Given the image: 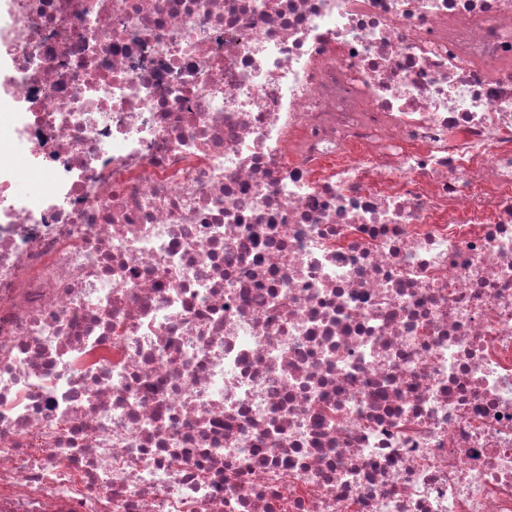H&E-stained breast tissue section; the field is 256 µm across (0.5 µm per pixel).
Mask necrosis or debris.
Wrapping results in <instances>:
<instances>
[{
  "mask_svg": "<svg viewBox=\"0 0 512 512\" xmlns=\"http://www.w3.org/2000/svg\"><path fill=\"white\" fill-rule=\"evenodd\" d=\"M0 512H512V0H0Z\"/></svg>",
  "mask_w": 512,
  "mask_h": 512,
  "instance_id": "necrosis-or-debris-1",
  "label": "necrosis or debris"
}]
</instances>
